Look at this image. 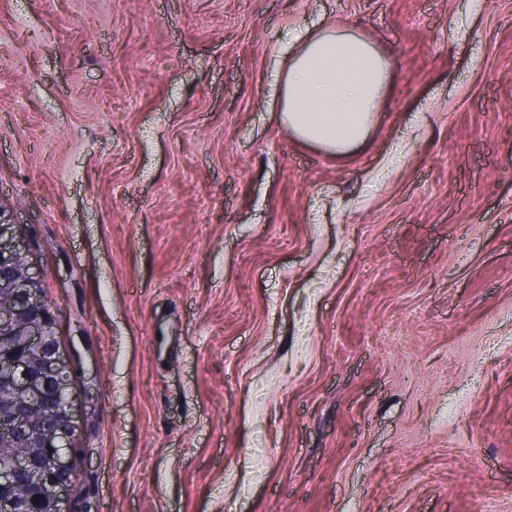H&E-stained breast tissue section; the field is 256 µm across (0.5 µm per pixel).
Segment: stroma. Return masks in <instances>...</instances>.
Masks as SVG:
<instances>
[{
  "label": "stroma",
  "instance_id": "obj_1",
  "mask_svg": "<svg viewBox=\"0 0 512 512\" xmlns=\"http://www.w3.org/2000/svg\"><path fill=\"white\" fill-rule=\"evenodd\" d=\"M331 20L394 74L341 158L271 114ZM0 206L66 512H512V0H0Z\"/></svg>",
  "mask_w": 512,
  "mask_h": 512
}]
</instances>
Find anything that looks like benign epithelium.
Instances as JSON below:
<instances>
[{"label":"benign epithelium","mask_w":512,"mask_h":512,"mask_svg":"<svg viewBox=\"0 0 512 512\" xmlns=\"http://www.w3.org/2000/svg\"><path fill=\"white\" fill-rule=\"evenodd\" d=\"M0 291L20 297L0 305V385L11 395L0 408V512H63L68 486L66 449L75 436L71 375L60 355L56 323L7 210L0 206Z\"/></svg>","instance_id":"1"}]
</instances>
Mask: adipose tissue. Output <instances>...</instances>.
Wrapping results in <instances>:
<instances>
[{
    "label": "adipose tissue",
    "instance_id": "obj_1",
    "mask_svg": "<svg viewBox=\"0 0 512 512\" xmlns=\"http://www.w3.org/2000/svg\"><path fill=\"white\" fill-rule=\"evenodd\" d=\"M393 80L389 57L347 26L301 30L273 74L277 121L334 155L364 142Z\"/></svg>",
    "mask_w": 512,
    "mask_h": 512
}]
</instances>
